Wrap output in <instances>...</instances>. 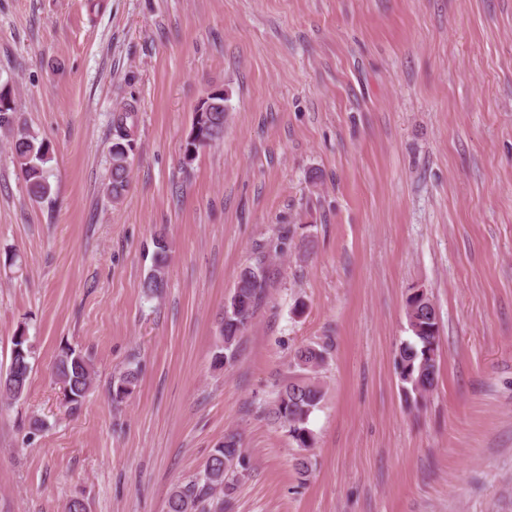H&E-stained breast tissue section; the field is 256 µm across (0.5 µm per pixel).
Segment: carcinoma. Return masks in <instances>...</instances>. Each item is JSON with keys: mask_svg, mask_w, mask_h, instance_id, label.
<instances>
[{"mask_svg": "<svg viewBox=\"0 0 512 512\" xmlns=\"http://www.w3.org/2000/svg\"><path fill=\"white\" fill-rule=\"evenodd\" d=\"M134 109L129 107L119 113L114 121L116 140L112 144L110 182L108 192L115 204L121 203L128 191L130 155L133 150L131 126ZM227 114L223 108L214 112L193 113L190 131L185 139L184 161H192L196 154L224 137ZM0 130L10 138V148L26 185L28 195L35 201L51 193L46 165L51 161L49 146L38 133L22 123L16 116L11 89L0 96ZM168 245L166 240H155V252L150 273L142 283L143 292L158 296L167 286ZM266 286V271L261 265L247 266L237 275L234 289L224 304L220 324L222 346L215 355V362L222 365L232 360L238 338L250 325L260 294ZM434 303L430 297L412 292L406 299V320L411 338L403 341L395 360V367L407 405H417L432 390L437 375L433 352L437 350L439 330L433 316ZM32 344L24 328L12 337L10 362L5 373H0V398L18 399L27 390L32 365ZM294 366L314 372L325 361V351L311 345L299 347L293 357ZM54 376L61 385L66 404L70 409L81 406L91 389L95 371L92 361L81 352L63 347L52 366ZM140 370L129 367L112 377V403L119 405L130 397L139 380ZM323 398L319 381L310 376L294 375L279 386L269 410V417L285 428L293 445L310 448L314 435L309 428L311 414ZM250 468V458L237 433L224 436V441L209 455L202 474L178 485L167 500V512H210L207 505L216 501L224 503L236 490L239 476Z\"/></svg>", "mask_w": 512, "mask_h": 512, "instance_id": "cac0c4a2", "label": "carcinoma"}]
</instances>
